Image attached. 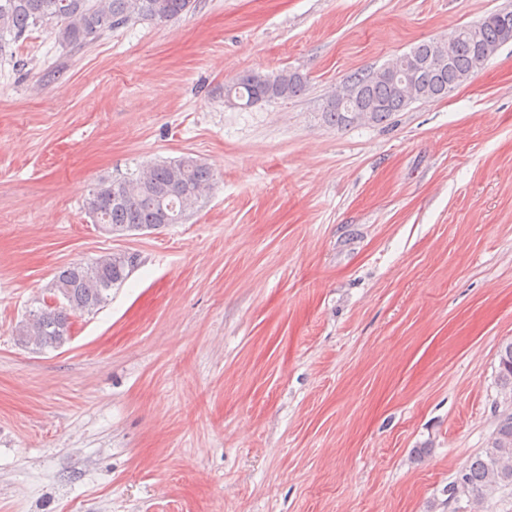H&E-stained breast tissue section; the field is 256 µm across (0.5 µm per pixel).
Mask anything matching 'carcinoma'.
Returning a JSON list of instances; mask_svg holds the SVG:
<instances>
[{
    "label": "carcinoma",
    "instance_id": "cac0c4a2",
    "mask_svg": "<svg viewBox=\"0 0 512 512\" xmlns=\"http://www.w3.org/2000/svg\"><path fill=\"white\" fill-rule=\"evenodd\" d=\"M196 9V0H0V40L10 36L19 41L36 29H47L66 46H82L124 25L136 14L142 20L168 22ZM512 40V11L492 13L476 24L465 25L447 40L448 67L429 62L434 40L413 47L420 63L392 59L393 69L367 74L355 73L348 80L356 90L345 102L330 97L323 113L328 122L348 123L347 114L369 111L380 122L404 110L409 101L401 81L413 78L412 87L420 100L441 99L470 80L505 41ZM305 90V79L297 72L272 74L251 72L224 87V97L234 104L251 107L260 102L288 99ZM214 173L191 156L163 160L139 168L130 176L103 179L85 198L83 210L92 222L108 233L126 235L181 224L198 209L213 189ZM138 264V255L109 253L90 264H72L59 270L52 283L54 304L29 311L18 325V342L34 351L62 347L70 336V316L91 314L111 299ZM498 381L506 401L512 400V341L498 351ZM512 486V412L504 411L491 433L486 448L475 454L449 490V496L469 494L476 500Z\"/></svg>",
    "mask_w": 512,
    "mask_h": 512
}]
</instances>
